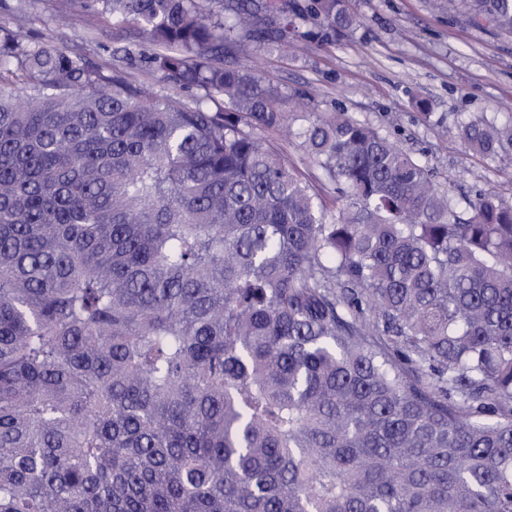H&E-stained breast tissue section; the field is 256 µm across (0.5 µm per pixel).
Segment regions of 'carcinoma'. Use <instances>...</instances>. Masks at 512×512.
Wrapping results in <instances>:
<instances>
[{
	"label": "carcinoma",
	"instance_id": "obj_1",
	"mask_svg": "<svg viewBox=\"0 0 512 512\" xmlns=\"http://www.w3.org/2000/svg\"><path fill=\"white\" fill-rule=\"evenodd\" d=\"M92 2L219 109L0 26V512H512V196L284 111L224 61L287 44L274 0ZM457 129L512 161V112ZM265 142H269L288 159V162L294 164L300 171H302L316 186L321 188L320 183V170L310 160L306 154L297 146L298 141L294 136H287L282 133H265Z\"/></svg>",
	"mask_w": 512,
	"mask_h": 512
}]
</instances>
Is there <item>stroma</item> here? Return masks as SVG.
I'll list each match as a JSON object with an SVG mask.
<instances>
[{"mask_svg":"<svg viewBox=\"0 0 512 512\" xmlns=\"http://www.w3.org/2000/svg\"><path fill=\"white\" fill-rule=\"evenodd\" d=\"M292 23L288 54L243 40L235 62L278 83L284 95L317 112L342 110L369 123L426 163L437 181L454 178L465 193L512 192V162L472 156L457 135V116L512 112V36L472 23L444 0H351L358 24L330 30L307 14L311 0H279ZM58 0H0V25L33 42L51 41L87 65L121 67L133 84L193 103L198 89L163 81L148 59L152 45L94 12L76 8L60 21ZM443 120L447 135L425 125L422 109Z\"/></svg>","mask_w":512,"mask_h":512,"instance_id":"35a3bbf8","label":"stroma"}]
</instances>
